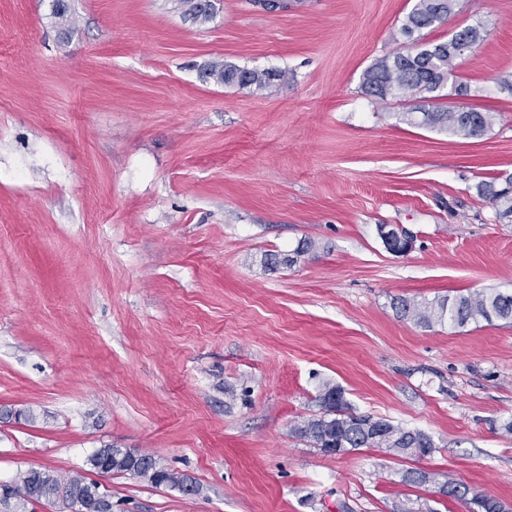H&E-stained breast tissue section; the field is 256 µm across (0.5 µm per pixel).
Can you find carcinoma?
I'll return each instance as SVG.
<instances>
[{
  "mask_svg": "<svg viewBox=\"0 0 512 512\" xmlns=\"http://www.w3.org/2000/svg\"><path fill=\"white\" fill-rule=\"evenodd\" d=\"M454 5L455 0H418L403 24L401 34L408 40L414 39L415 33L446 20ZM459 38L477 45L482 36L478 28L468 26L454 32L446 41L390 53L365 71L362 83L364 93L379 99L396 94L425 98L449 87L453 96H470V86L456 75L463 61L453 48ZM205 76L226 86H253L259 90L272 85L270 71L232 64L215 65L205 72ZM403 118L410 124L445 130L465 139L485 135L494 123L492 112L473 107L468 112H457L447 107L424 108L418 114L405 112ZM478 193L495 208L497 217H512V176L505 178L500 186L493 181L483 183L478 186ZM394 308L400 318L424 328H430L435 323H448L459 328L481 322L512 324V293L474 291L452 300L446 297L431 302L399 297L394 302ZM315 401L319 413L294 425L291 432L324 453H331L333 448H342L346 452L358 448H383L394 455L421 458L435 451L432 437L422 430L351 412L344 391L337 385L323 384ZM112 471L143 478L157 487L168 486L180 491L190 483L192 493L199 492L197 484L160 467L151 455L132 467L115 459ZM18 480L31 488L30 499L18 512H27L30 504L45 502L41 493L47 481L45 472L31 469L20 474ZM68 481L78 485L76 500L67 505L68 512H84L83 506L99 496V484L79 474L69 477ZM404 481L413 485L432 483L438 494L472 505L471 512H512L497 498L483 494L470 495L467 486L446 474H431L415 469L405 473Z\"/></svg>",
  "mask_w": 512,
  "mask_h": 512,
  "instance_id": "carcinoma-1",
  "label": "carcinoma"
}]
</instances>
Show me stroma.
<instances>
[{"label": "stroma", "mask_w": 512, "mask_h": 512, "mask_svg": "<svg viewBox=\"0 0 512 512\" xmlns=\"http://www.w3.org/2000/svg\"><path fill=\"white\" fill-rule=\"evenodd\" d=\"M416 2L212 0L197 22L178 0H69L64 40L53 0H0V480L85 473L111 445L201 488L114 473L112 512H468L410 469L512 507V326L392 307L512 292V222L478 193L512 174V0H458L420 34L480 29L470 97L441 100L495 110L472 139L406 122L421 99L361 90ZM224 63L288 82L203 80ZM326 381L435 451L295 437Z\"/></svg>", "instance_id": "1"}]
</instances>
